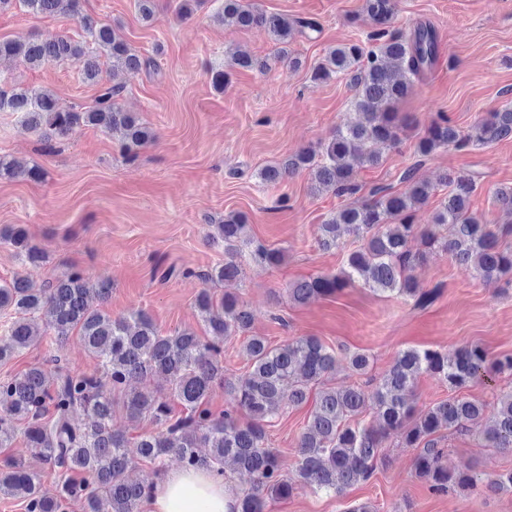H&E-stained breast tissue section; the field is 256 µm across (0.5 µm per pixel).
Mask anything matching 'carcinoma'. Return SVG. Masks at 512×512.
<instances>
[{"instance_id": "cac0c4a2", "label": "carcinoma", "mask_w": 512, "mask_h": 512, "mask_svg": "<svg viewBox=\"0 0 512 512\" xmlns=\"http://www.w3.org/2000/svg\"><path fill=\"white\" fill-rule=\"evenodd\" d=\"M19 2L34 16L52 15L66 6L80 18L97 53H89L65 35H55L0 39V59H15L29 67L75 63L84 80L99 86V91L91 106H63L47 90L0 81V112L19 114L21 122L47 144L81 124L120 133L121 146L129 155L154 140L139 117L122 108L118 102L122 87L104 80L99 58L105 56L112 60V67L129 70L156 63L140 58L110 25L82 14L81 0ZM363 9L376 25L368 35L371 46L363 42L336 46L311 73L314 81L334 76L348 81L355 120L340 126L318 148L302 150L260 171L265 183L276 184L310 170L315 190L352 199L319 225V245L336 248L343 235L351 234L361 241L359 248L348 254L340 273L297 283L289 290L291 299L306 304L360 282L374 292L415 296L425 305L435 292L416 288L415 271L435 249L486 280L512 276V251L502 249L498 233L469 213V197L479 178L475 173L444 175L448 195L440 201L433 223L424 226L414 223V213L428 204L434 188L417 180L413 168L401 176L404 190L374 186L367 197L355 199L362 189L358 170L381 159L376 148L395 149L401 143L406 121L396 112V104L423 78L438 48L436 31L429 23H420L408 33L390 29L397 0H364ZM223 17L243 28L265 29L282 45L276 61L290 69L299 61L288 53V44L295 35L316 30L311 22L267 14L247 0H224ZM229 66L264 71L269 63L238 53L231 56ZM507 138H512L511 107L487 113L467 131L440 114L419 139L417 153L426 158L440 148L487 145ZM42 175L36 165L0 158V179ZM214 228L228 258L196 276L212 283L238 279L243 273L240 245L253 244L246 238L247 224L242 215L231 214ZM0 237L25 259H43L23 228L10 227ZM414 239L421 245L415 253L409 249ZM253 255L270 265L284 259L283 251L262 244L255 246ZM111 290L110 283L93 284L75 267L66 268L40 290L30 288L21 276L0 285V310L14 314L0 336V361L37 341L38 324L33 318L37 314L61 340L77 332L112 385L105 389L101 378L72 371L59 358L53 373L33 366L0 381V447H8L15 436V422L23 421L24 435L36 457L65 475L58 494L46 497L37 472L20 460H5L0 468V495L21 499L25 512H69L78 502L83 512H139L149 485L130 476L134 462L127 449L131 447L139 458L161 466L173 455L185 468H203L222 476L230 464L250 474L252 490L234 494L230 512H265L267 499L286 498L298 485L341 497L372 477L383 443L391 435L399 438L402 447L418 449L415 473L435 492L455 486L476 489L484 482L469 468L450 471L441 464L444 449L438 447L437 439L441 431L479 424L489 447L512 450V392L499 399L491 414L483 403L458 396L419 411L413 395L415 381L423 373L437 376L454 391L489 372L512 374V354L491 358L478 344L449 353L408 348L398 353L371 390L323 387L315 393L313 410L298 441L295 473L286 477L277 455L265 445V426L284 408L307 400L312 388L335 368L336 351L314 336L280 345L250 336L244 345L250 371L234 381L224 376L221 342L249 330L253 320L237 297L226 294L216 301L207 290L197 297L195 308L213 336L209 341L191 330L164 336L144 310L112 318L102 309ZM158 378L166 380L167 388L154 385ZM217 387L232 399V406L218 415L207 407ZM119 407L131 416L150 418L160 431L133 436L112 428ZM367 410L373 414L369 424L357 420ZM241 411L248 417L245 422L238 416ZM77 412L83 415L79 425L72 420ZM72 473L85 474L87 479L76 481Z\"/></svg>"}]
</instances>
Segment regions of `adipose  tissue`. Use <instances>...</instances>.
I'll list each match as a JSON object with an SVG mask.
<instances>
[{
  "instance_id": "obj_1",
  "label": "adipose tissue",
  "mask_w": 512,
  "mask_h": 512,
  "mask_svg": "<svg viewBox=\"0 0 512 512\" xmlns=\"http://www.w3.org/2000/svg\"><path fill=\"white\" fill-rule=\"evenodd\" d=\"M223 480L205 470H171L151 484L143 512H230Z\"/></svg>"
}]
</instances>
